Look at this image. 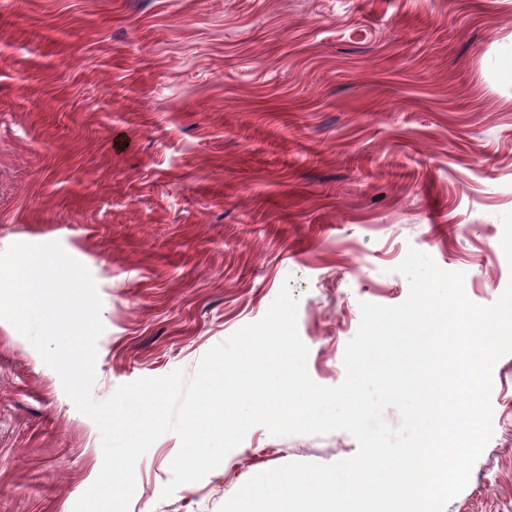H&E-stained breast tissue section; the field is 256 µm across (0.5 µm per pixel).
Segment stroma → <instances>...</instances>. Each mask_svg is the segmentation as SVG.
Here are the masks:
<instances>
[{
    "mask_svg": "<svg viewBox=\"0 0 512 512\" xmlns=\"http://www.w3.org/2000/svg\"><path fill=\"white\" fill-rule=\"evenodd\" d=\"M512 0H0V250L60 243L102 300L94 400L183 369L298 300L324 386L360 302L393 306L408 248L512 281ZM493 435L445 512H512V354ZM180 439L139 459L130 512H219L252 476L353 456L349 433L260 425L162 498ZM101 434L0 320V512H73Z\"/></svg>",
    "mask_w": 512,
    "mask_h": 512,
    "instance_id": "1",
    "label": "stroma"
}]
</instances>
